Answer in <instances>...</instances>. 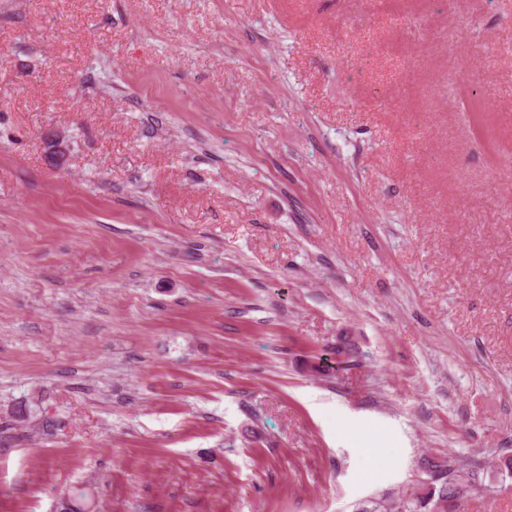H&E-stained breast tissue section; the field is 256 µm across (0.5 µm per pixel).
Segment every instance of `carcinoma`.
Wrapping results in <instances>:
<instances>
[{"label":"carcinoma","mask_w":512,"mask_h":512,"mask_svg":"<svg viewBox=\"0 0 512 512\" xmlns=\"http://www.w3.org/2000/svg\"><path fill=\"white\" fill-rule=\"evenodd\" d=\"M427 473L422 492L391 501L386 512H455V501L464 494L462 468L449 459L431 461Z\"/></svg>","instance_id":"cac0c4a2"}]
</instances>
